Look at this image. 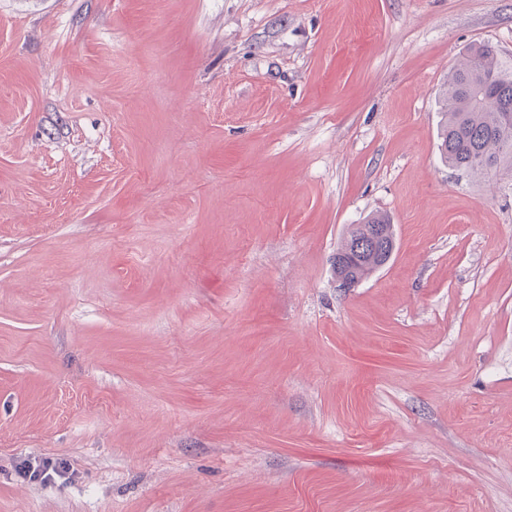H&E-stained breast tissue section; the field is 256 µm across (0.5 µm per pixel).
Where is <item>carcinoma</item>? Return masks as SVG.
<instances>
[{
  "instance_id": "cac0c4a2",
  "label": "carcinoma",
  "mask_w": 512,
  "mask_h": 512,
  "mask_svg": "<svg viewBox=\"0 0 512 512\" xmlns=\"http://www.w3.org/2000/svg\"><path fill=\"white\" fill-rule=\"evenodd\" d=\"M436 103L441 114L438 149L448 167L473 179L512 171V62L488 43L468 47L439 88ZM374 224L390 227L392 220L373 213L356 234Z\"/></svg>"
}]
</instances>
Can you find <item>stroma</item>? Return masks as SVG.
<instances>
[{
	"instance_id": "obj_1",
	"label": "stroma",
	"mask_w": 512,
	"mask_h": 512,
	"mask_svg": "<svg viewBox=\"0 0 512 512\" xmlns=\"http://www.w3.org/2000/svg\"><path fill=\"white\" fill-rule=\"evenodd\" d=\"M483 42L512 0H0V512H512V175L436 138ZM396 249L395 236L392 229L376 226L372 235L365 240L353 237L348 240L344 248L336 253L333 264L350 266L370 263L375 271L382 269L392 258ZM373 269L365 266H358L356 275L361 282L372 275ZM374 271V272H375ZM15 471L29 482L41 484L55 483L57 480L66 481L72 475L71 468L66 461L31 456L17 463Z\"/></svg>"
}]
</instances>
